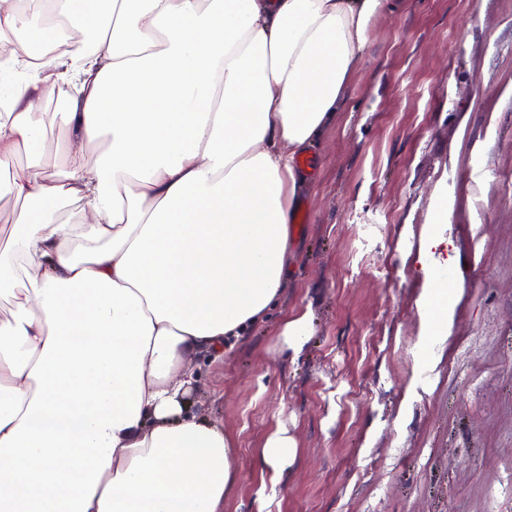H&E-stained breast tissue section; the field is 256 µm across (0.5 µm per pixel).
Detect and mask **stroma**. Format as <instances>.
<instances>
[{
    "instance_id": "1",
    "label": "stroma",
    "mask_w": 512,
    "mask_h": 512,
    "mask_svg": "<svg viewBox=\"0 0 512 512\" xmlns=\"http://www.w3.org/2000/svg\"><path fill=\"white\" fill-rule=\"evenodd\" d=\"M309 156L275 314L196 362L194 403L236 444L224 512H512V0H387ZM306 308L285 355L278 316ZM280 425L298 452L277 482L259 454Z\"/></svg>"
}]
</instances>
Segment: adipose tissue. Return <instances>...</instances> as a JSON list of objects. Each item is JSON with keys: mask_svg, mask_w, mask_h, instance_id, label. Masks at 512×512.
Masks as SVG:
<instances>
[{"mask_svg": "<svg viewBox=\"0 0 512 512\" xmlns=\"http://www.w3.org/2000/svg\"><path fill=\"white\" fill-rule=\"evenodd\" d=\"M385 3L45 0L39 24L0 0V163L27 159L0 246V512H224L235 443L194 408L193 361L276 304L296 162ZM64 84L68 163L47 173L38 107ZM296 454L280 427L260 464L277 479Z\"/></svg>", "mask_w": 512, "mask_h": 512, "instance_id": "obj_1", "label": "adipose tissue"}]
</instances>
